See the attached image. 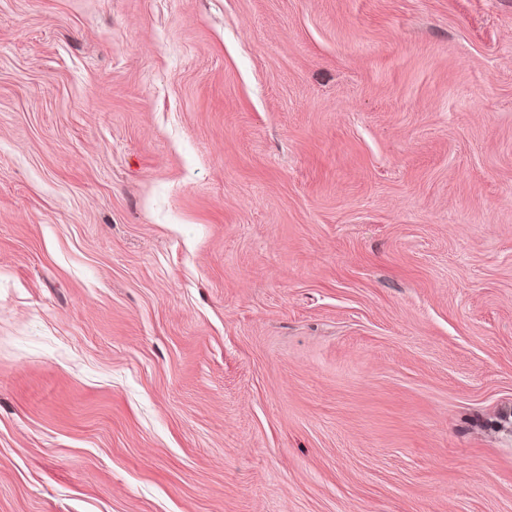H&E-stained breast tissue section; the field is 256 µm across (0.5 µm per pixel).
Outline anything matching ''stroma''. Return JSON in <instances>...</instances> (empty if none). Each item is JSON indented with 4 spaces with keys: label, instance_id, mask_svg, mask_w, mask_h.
Wrapping results in <instances>:
<instances>
[{
    "label": "stroma",
    "instance_id": "obj_1",
    "mask_svg": "<svg viewBox=\"0 0 512 512\" xmlns=\"http://www.w3.org/2000/svg\"><path fill=\"white\" fill-rule=\"evenodd\" d=\"M512 0H0V512H512Z\"/></svg>",
    "mask_w": 512,
    "mask_h": 512
}]
</instances>
